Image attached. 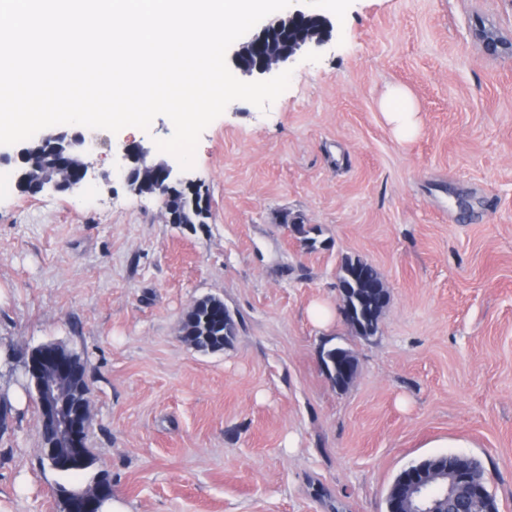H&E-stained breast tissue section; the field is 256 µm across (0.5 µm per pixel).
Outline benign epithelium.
<instances>
[{"instance_id": "obj_1", "label": "benign epithelium", "mask_w": 512, "mask_h": 512, "mask_svg": "<svg viewBox=\"0 0 512 512\" xmlns=\"http://www.w3.org/2000/svg\"><path fill=\"white\" fill-rule=\"evenodd\" d=\"M331 30L332 24L325 18L295 9L271 21L235 51V66L250 75H269L301 48L323 44ZM85 145L86 139L80 133L56 132L42 137L33 146H23L16 152L20 163L17 181L36 194L47 189L62 193L74 191L89 172V165L81 157V147ZM122 159L127 161L125 182L136 194L142 193L149 180L153 182V194L164 199L176 188L191 192L198 189L194 180L175 173L165 162L149 158L148 150L138 144L125 145ZM70 366L69 360L47 347L43 350L42 363L28 361L26 372L41 376L37 396L45 418L59 429L58 460L77 466L85 454L87 411L59 399L56 389L58 377L69 374ZM458 493L473 504L486 507L491 504L488 480L475 474L472 467H434L420 477L413 471L401 476L390 490L394 505L390 512H448V498Z\"/></svg>"}]
</instances>
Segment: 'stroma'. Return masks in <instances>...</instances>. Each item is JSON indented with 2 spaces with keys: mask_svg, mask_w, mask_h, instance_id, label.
I'll return each mask as SVG.
<instances>
[{
  "mask_svg": "<svg viewBox=\"0 0 512 512\" xmlns=\"http://www.w3.org/2000/svg\"><path fill=\"white\" fill-rule=\"evenodd\" d=\"M333 24L289 61L267 109L237 100L202 133L188 175L203 224H168L130 191L121 148L169 138L90 128L71 193L0 192V512H60L56 487L101 475L131 512H386L404 468L477 458L512 512V0H297ZM419 114L410 139L380 110L389 87ZM294 224L318 231L308 247ZM389 293L377 332L326 328L343 258ZM217 296L236 335L181 338ZM62 343L89 369L95 458L79 477L41 461L24 365ZM350 347L345 389L319 354Z\"/></svg>",
  "mask_w": 512,
  "mask_h": 512,
  "instance_id": "stroma-1",
  "label": "stroma"
}]
</instances>
